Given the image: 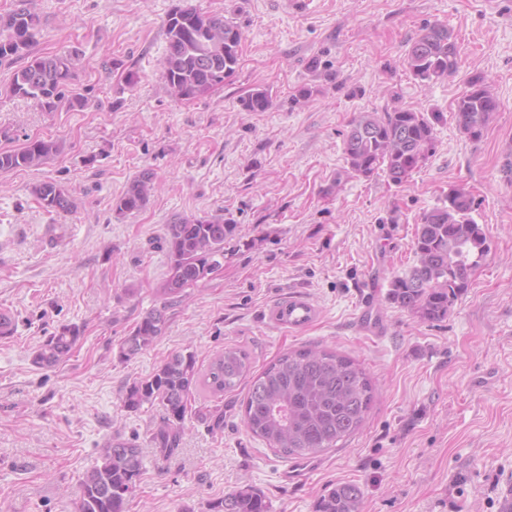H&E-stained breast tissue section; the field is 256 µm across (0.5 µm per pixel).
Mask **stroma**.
Instances as JSON below:
<instances>
[{
	"mask_svg": "<svg viewBox=\"0 0 512 512\" xmlns=\"http://www.w3.org/2000/svg\"><path fill=\"white\" fill-rule=\"evenodd\" d=\"M178 0H32L41 26L35 54L76 60L72 92L88 108L42 111L11 96L16 69L0 63V151L52 138L60 154L38 168L0 172V312L16 328L0 338V512H74L81 478L114 437L135 439L144 469L128 512H206L247 487L270 512H314L333 486L363 491L360 512H501L512 490V0H188L235 17L243 39L233 76L207 94L174 99L160 71L164 20ZM447 25L457 70L422 85L403 58L423 26ZM319 58L326 76L311 72ZM139 81L128 86L125 77ZM484 74L499 108L480 139L459 131L454 109L469 78ZM311 87L307 102L297 91ZM269 89L273 104L242 100ZM437 111L435 152L400 185L384 173L355 177L343 135L364 111ZM155 190L139 211L115 204L142 170ZM64 186L66 213L47 212L35 184ZM469 191L490 250L446 319L421 320L390 305L391 278L417 262L415 227L449 188ZM221 215L236 226L222 271L165 300L161 242L175 216ZM299 293L319 308L299 332L264 311ZM370 304L383 336L362 332ZM166 329L131 359L119 344L147 312ZM83 334L71 357L40 369L32 354L65 325ZM302 346L363 363L375 401L346 443L305 459L302 475L243 423L246 386L196 398L180 446L151 441L163 412L131 411L122 396L175 352L207 368L227 347L254 372ZM224 426L206 418L215 406Z\"/></svg>",
	"mask_w": 512,
	"mask_h": 512,
	"instance_id": "35a3bbf8",
	"label": "stroma"
}]
</instances>
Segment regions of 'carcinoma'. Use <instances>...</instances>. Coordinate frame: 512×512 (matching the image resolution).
Wrapping results in <instances>:
<instances>
[{"label": "carcinoma", "mask_w": 512, "mask_h": 512, "mask_svg": "<svg viewBox=\"0 0 512 512\" xmlns=\"http://www.w3.org/2000/svg\"><path fill=\"white\" fill-rule=\"evenodd\" d=\"M39 25L31 0H15L13 9L0 14V60H24L13 74L10 93L36 100L45 112L57 111L64 102L71 108L87 107L82 95L69 94L72 58L29 53ZM165 31L168 47L161 78L174 98L194 99L235 73L243 32L233 19L177 4L166 16ZM459 56L448 27L427 24L411 43L403 65L425 84L453 74ZM242 105L248 112H265L272 106V95L256 89ZM497 109L485 76L475 74L456 102L455 118L464 135L478 140ZM444 120L443 113L434 111L395 108L358 113L343 139L349 170L366 178L381 171L392 182L402 183L434 153L435 126ZM60 151L61 145L53 140L29 138L16 149L0 151V172L38 167ZM153 180L148 169L135 176L117 200L116 211L144 208L154 190ZM33 193L49 212L66 213L72 207L67 190L58 183H40ZM473 209L471 194L452 188L441 204L423 213L415 231L417 263L408 273L392 278L386 295L389 303L425 321L448 316L468 288L471 271L489 250ZM235 230L236 225L212 216H179L165 225L170 275L162 294L177 297L184 286L209 279L223 266L224 246L234 239ZM166 322V307L147 312L122 340L120 357L127 360L151 348ZM81 333L77 325L61 327L34 351L33 364L52 368L64 362ZM243 382L248 385L242 402L245 427L285 459L314 457L337 447L361 428L374 399L365 369L335 351L302 347L280 355L255 374L248 353L229 347L213 357L204 373L198 370L194 353L173 354L152 375L127 388L124 405L133 411L146 403L161 408L162 426L152 441L160 454L169 457L178 450L197 386L221 397ZM142 469L139 445L126 440L106 443L99 460L83 475L77 512H127ZM362 497L359 486L338 484L318 499L315 512H360ZM207 512H270V505L261 492L246 488L208 501Z\"/></svg>", "instance_id": "carcinoma-1"}]
</instances>
